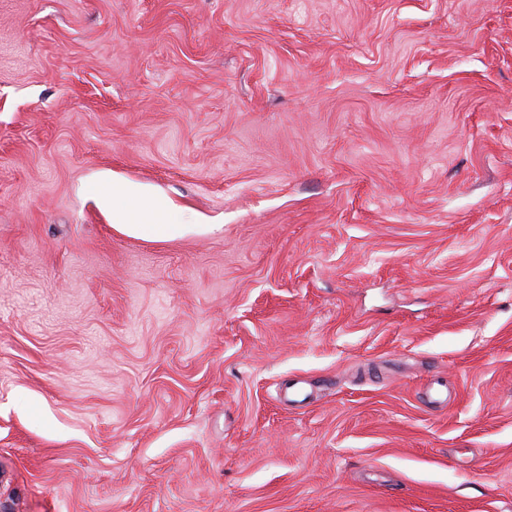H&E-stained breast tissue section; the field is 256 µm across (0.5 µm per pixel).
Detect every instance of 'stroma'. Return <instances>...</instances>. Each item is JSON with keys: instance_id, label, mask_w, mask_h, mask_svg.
<instances>
[{"instance_id": "obj_1", "label": "stroma", "mask_w": 512, "mask_h": 512, "mask_svg": "<svg viewBox=\"0 0 512 512\" xmlns=\"http://www.w3.org/2000/svg\"><path fill=\"white\" fill-rule=\"evenodd\" d=\"M0 512H512V0H0ZM84 192L112 227L131 236L166 240L210 230L195 216L194 222H185L186 209L170 197L111 172L95 175Z\"/></svg>"}]
</instances>
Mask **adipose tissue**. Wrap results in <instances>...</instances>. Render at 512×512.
Instances as JSON below:
<instances>
[{
	"instance_id": "adipose-tissue-1",
	"label": "adipose tissue",
	"mask_w": 512,
	"mask_h": 512,
	"mask_svg": "<svg viewBox=\"0 0 512 512\" xmlns=\"http://www.w3.org/2000/svg\"><path fill=\"white\" fill-rule=\"evenodd\" d=\"M84 191L114 228L131 236L166 240L206 229L201 221H185L184 208L170 197L109 172L95 175Z\"/></svg>"
}]
</instances>
